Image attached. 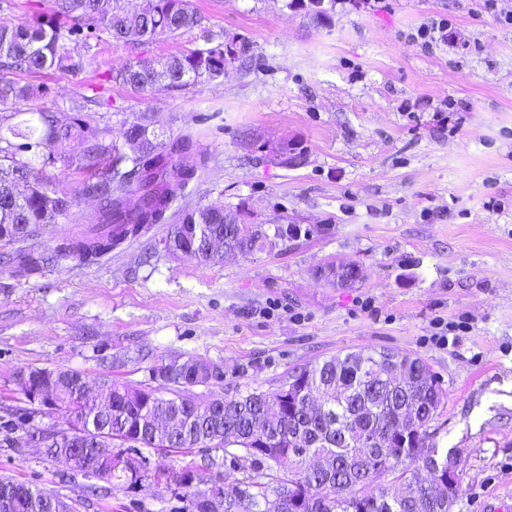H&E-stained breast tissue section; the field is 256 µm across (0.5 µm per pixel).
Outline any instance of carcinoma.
<instances>
[{"mask_svg": "<svg viewBox=\"0 0 512 512\" xmlns=\"http://www.w3.org/2000/svg\"><path fill=\"white\" fill-rule=\"evenodd\" d=\"M320 22L332 20L336 0H284ZM55 17L46 23L0 26V73L48 68L79 70L82 61L66 51L64 40L74 24L106 31L125 44H142L157 36H180L199 26L189 0H144L131 13L121 0H54ZM252 49L246 37L170 55L155 63L133 64L115 80L148 95L201 86L226 74ZM44 87L17 86L0 80V104L43 99ZM28 114L30 118L14 121ZM122 149L110 132L81 118L70 122L40 105L0 113V243L14 245L5 260L23 275L37 274L63 259L90 264L126 240L146 234L165 221L175 190L189 185L209 161L208 153L189 133L164 138L140 115L128 124ZM60 165L83 174L79 193L97 202L87 226L52 249L35 244L36 229L69 213L73 200L53 189L35 167ZM224 223V206L211 204L184 214L173 225L166 249L176 255L218 263L227 244L242 253L262 246L265 233L253 225L237 233ZM383 352L332 357L313 367L290 372L274 391L252 388L199 405L185 397L195 357L175 358L152 366L156 386H134L107 380L102 393L112 408L87 395L79 373L68 370L70 397L60 406H77L91 420L85 440L69 444L59 431L50 445L93 448L96 438L111 433L130 439L128 449H220L241 474L234 484L213 474L216 459L180 471L208 477L226 487L224 512H448V502L426 486L448 470L449 451L429 442L430 423L444 391L430 367L417 357L402 356L401 374L381 360ZM35 412L15 411L0 419V446L17 429L34 421ZM320 456L326 466L309 468L307 458ZM196 491L182 486L160 512H189ZM53 493L9 478L0 479V512H28L31 497Z\"/></svg>", "mask_w": 512, "mask_h": 512, "instance_id": "carcinoma-1", "label": "carcinoma"}]
</instances>
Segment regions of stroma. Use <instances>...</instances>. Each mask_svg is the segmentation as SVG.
<instances>
[{
    "mask_svg": "<svg viewBox=\"0 0 512 512\" xmlns=\"http://www.w3.org/2000/svg\"><path fill=\"white\" fill-rule=\"evenodd\" d=\"M190 5L201 24L180 37L132 47L102 32L67 41L81 70L10 74L47 85L44 104L64 121L75 100L95 98L84 117L115 144L144 114L157 131L198 133L210 160L167 223L99 263L65 259L31 278L0 265V417L27 407L16 377L28 368L73 370L92 389L105 378L150 385L147 364L111 361L140 347L156 363L195 355L223 365V384L192 389L201 403L385 349L421 358L444 390L430 432L460 453L454 512H512V25L502 22L512 0L492 11L483 0H336L328 24L283 0ZM434 18L453 23L445 42L408 40ZM236 36L251 52L206 85L142 96L114 80L137 60ZM447 98L459 109L442 130L434 113ZM284 142L299 164L271 160ZM45 172L74 199L68 218L41 228L38 243L51 248L81 231L96 203L79 194L81 173ZM211 203L245 207L273 244L217 265L167 253L171 225ZM287 224L301 235L275 237ZM332 261L358 263L362 281L317 278ZM147 455L166 474L107 499L85 496L82 472L38 448H0V476L81 497V512H157L173 475L201 455Z\"/></svg>",
    "mask_w": 512,
    "mask_h": 512,
    "instance_id": "obj_1",
    "label": "stroma"
}]
</instances>
